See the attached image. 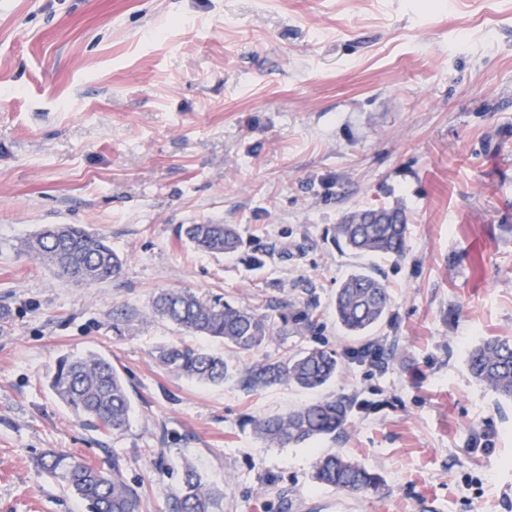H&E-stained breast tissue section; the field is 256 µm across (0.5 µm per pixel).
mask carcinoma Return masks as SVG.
<instances>
[{"instance_id":"carcinoma-1","label":"carcinoma","mask_w":512,"mask_h":512,"mask_svg":"<svg viewBox=\"0 0 512 512\" xmlns=\"http://www.w3.org/2000/svg\"><path fill=\"white\" fill-rule=\"evenodd\" d=\"M180 234L195 248L224 254L238 248L239 237L231 224H183ZM408 224L398 208H370L346 216L334 227V241L354 255L401 258L407 248ZM23 249L54 270L60 278L85 285L112 281L119 276L123 258L102 235L81 224H49L22 242ZM391 307L384 284L367 272L351 274L336 289V322L352 335L378 325ZM152 313L181 329L216 337L244 352L259 349L284 331L272 316L233 306L221 297L205 301L187 291H162L151 301ZM162 366L205 384H222L230 375L224 358L183 343L155 350ZM471 376L495 394L512 399V339L499 336L480 340L467 353ZM336 353L309 349L288 357L265 358L238 372L247 389L287 383L314 389L336 377ZM57 397L86 424L107 433L129 426L131 402L124 381L112 362L98 354L64 359L53 375ZM350 406L341 398H325L282 415L251 420L254 433L270 446H301L343 429ZM37 467L81 499L88 512H140L138 493L119 478L112 460L106 470L73 455L49 451L36 460ZM315 482L347 493L375 490L378 474L342 454L316 455ZM217 494L196 469L184 466L182 486L172 495L170 512H213Z\"/></svg>"}]
</instances>
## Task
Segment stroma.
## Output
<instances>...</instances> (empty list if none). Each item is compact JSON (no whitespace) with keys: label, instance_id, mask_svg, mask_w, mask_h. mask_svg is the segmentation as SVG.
<instances>
[{"label":"stroma","instance_id":"1","mask_svg":"<svg viewBox=\"0 0 512 512\" xmlns=\"http://www.w3.org/2000/svg\"><path fill=\"white\" fill-rule=\"evenodd\" d=\"M404 210L403 258L341 253L350 212ZM235 225L209 254L182 224ZM81 224L125 259L99 286L21 251ZM391 295L367 336L336 325L356 265ZM182 290L287 320L241 353L154 316ZM512 338V0H0V512H86L35 466L49 450L108 466L142 512H168L192 462L218 512H512V402L466 368ZM234 368L335 352L317 390L208 385L160 366L165 343ZM380 345L379 360L358 356ZM100 354L130 395L127 430L83 424L50 388L64 357ZM345 429L278 448L250 418L320 397ZM340 452L377 491L317 485Z\"/></svg>","mask_w":512,"mask_h":512}]
</instances>
